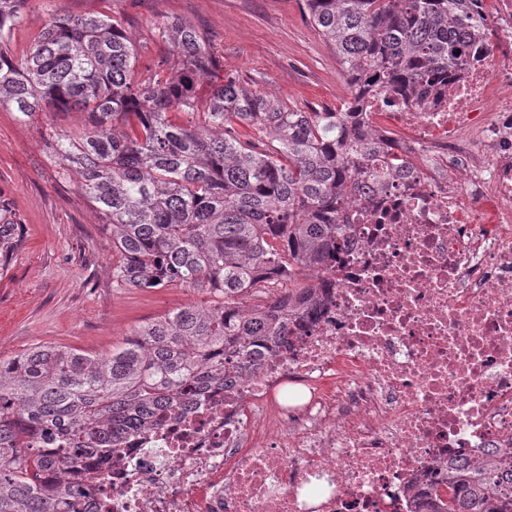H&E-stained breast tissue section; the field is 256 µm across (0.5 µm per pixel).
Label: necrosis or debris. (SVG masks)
Masks as SVG:
<instances>
[{
    "instance_id": "obj_1",
    "label": "necrosis or debris",
    "mask_w": 512,
    "mask_h": 512,
    "mask_svg": "<svg viewBox=\"0 0 512 512\" xmlns=\"http://www.w3.org/2000/svg\"><path fill=\"white\" fill-rule=\"evenodd\" d=\"M467 31L426 96L361 100L405 164L363 179L317 315L73 475L79 512H414L449 457L512 448V0Z\"/></svg>"
}]
</instances>
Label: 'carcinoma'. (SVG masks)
<instances>
[{"label":"carcinoma","mask_w":512,"mask_h":512,"mask_svg":"<svg viewBox=\"0 0 512 512\" xmlns=\"http://www.w3.org/2000/svg\"><path fill=\"white\" fill-rule=\"evenodd\" d=\"M27 2L0 0V109L84 116L80 134L54 131L48 152L106 218L114 281L214 297L143 323L110 353L36 345L0 361V512H75L69 473L91 457L108 464L114 436L236 381L252 369L249 347H286L288 324L317 314L316 283L272 305L244 299L336 261L359 178L377 176L361 97L434 87L465 52L469 0H304L351 88L340 112L216 81V58L186 23L158 29L170 55L138 77L135 44L109 14L54 15L16 58L9 36ZM174 110L188 123L171 122ZM238 125L255 137L241 140ZM0 212L3 266L17 224L1 200ZM442 472L415 493L416 512H512L511 449L450 458Z\"/></svg>","instance_id":"cac0c4a2"}]
</instances>
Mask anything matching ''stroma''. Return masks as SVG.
Wrapping results in <instances>:
<instances>
[{"label": "stroma", "instance_id": "obj_1", "mask_svg": "<svg viewBox=\"0 0 512 512\" xmlns=\"http://www.w3.org/2000/svg\"><path fill=\"white\" fill-rule=\"evenodd\" d=\"M105 12L133 38L137 71L168 54L158 27L179 20L197 30L220 75L246 88L306 112L337 111L351 98L336 49L306 18L303 0H28L10 49L25 55L54 14ZM49 125L74 132L81 120L69 112L24 122L0 110V199L18 224L0 270V357L37 344L107 353L142 322L208 303V294L190 288L113 283L105 218L49 159Z\"/></svg>", "mask_w": 512, "mask_h": 512}]
</instances>
